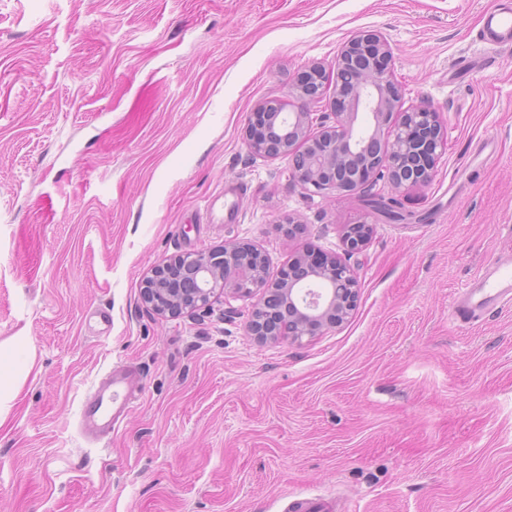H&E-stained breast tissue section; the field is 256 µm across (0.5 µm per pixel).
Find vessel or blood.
Segmentation results:
<instances>
[{"label": "vessel or blood", "instance_id": "vessel-or-blood-1", "mask_svg": "<svg viewBox=\"0 0 512 512\" xmlns=\"http://www.w3.org/2000/svg\"><path fill=\"white\" fill-rule=\"evenodd\" d=\"M480 42L489 49L512 45V7L486 11L478 32ZM512 302V264L498 265L491 275L480 278L478 290L459 293L451 315L459 323L470 324L483 318L498 305ZM134 374L116 367L110 369L81 404L80 425L93 439L108 437L131 409Z\"/></svg>", "mask_w": 512, "mask_h": 512}]
</instances>
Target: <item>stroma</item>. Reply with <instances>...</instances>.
Here are the masks:
<instances>
[{
  "label": "stroma",
  "instance_id": "stroma-1",
  "mask_svg": "<svg viewBox=\"0 0 512 512\" xmlns=\"http://www.w3.org/2000/svg\"><path fill=\"white\" fill-rule=\"evenodd\" d=\"M502 5L0 0V512H512V306L450 316L512 260V46L476 39ZM364 30L448 130L427 185H376L398 221L245 143L257 104ZM362 220L357 307L323 335L259 342L222 291L141 302L176 256L248 242L273 280ZM120 363L132 409L89 440L80 405Z\"/></svg>",
  "mask_w": 512,
  "mask_h": 512
}]
</instances>
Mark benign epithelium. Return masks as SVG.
Returning <instances> with one entry per match:
<instances>
[{
	"label": "benign epithelium",
	"mask_w": 512,
	"mask_h": 512,
	"mask_svg": "<svg viewBox=\"0 0 512 512\" xmlns=\"http://www.w3.org/2000/svg\"><path fill=\"white\" fill-rule=\"evenodd\" d=\"M387 39L363 31L336 57L333 122L310 134V108L324 96L326 70L313 64L306 76L288 88V101L270 100L250 113L245 137L249 150L267 158L286 157L289 178L310 195L340 197L385 175L392 189L427 184L448 138L438 113L425 106L403 108L400 93L387 78L390 60ZM367 112L371 123L356 126ZM370 225L362 222L346 235L348 250L362 247ZM230 288L260 298L248 322L249 331L274 341L279 329L267 325L277 304L288 308L282 321L293 341L318 336L348 319L357 302L355 270L338 255H322L311 262L310 253L294 256L285 273L267 279L262 252L247 243H228L221 251L190 254L157 266L147 276L143 301L156 311L194 309L208 303L215 290Z\"/></svg>",
	"instance_id": "obj_1"
}]
</instances>
